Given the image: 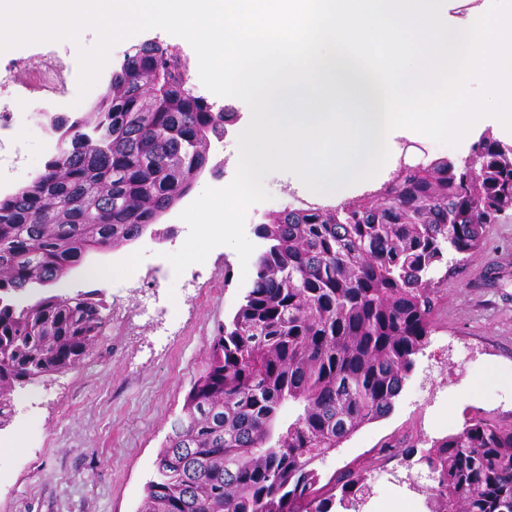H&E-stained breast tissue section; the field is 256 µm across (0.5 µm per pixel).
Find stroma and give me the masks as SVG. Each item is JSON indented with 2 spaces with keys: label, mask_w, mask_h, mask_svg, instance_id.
<instances>
[{
  "label": "stroma",
  "mask_w": 512,
  "mask_h": 512,
  "mask_svg": "<svg viewBox=\"0 0 512 512\" xmlns=\"http://www.w3.org/2000/svg\"><path fill=\"white\" fill-rule=\"evenodd\" d=\"M13 97L16 107L32 115L4 132L24 150L25 184L50 156L46 114L52 106L39 80L22 68L15 72ZM218 103L238 116L224 140V169L204 170L161 224L179 223L183 207L205 188L225 187L236 174L238 137L250 109L235 97ZM264 185L271 198L248 208L245 233L268 213L296 204L287 174H270ZM141 254L143 267L161 283L151 315L131 325L116 317V308H133L141 294L124 285L121 252L97 255L92 263L106 269L110 283L103 291L110 315L102 336L75 368L15 389L10 417L0 425V433L16 444L14 456L0 459L14 469L11 488L0 491V512H138L157 454L208 361L217 328L246 288L240 278L224 280L225 265L241 267L229 246L209 253L210 279L198 289L185 288L159 252ZM437 276L434 330L394 410L317 465L326 478L346 466L367 470L371 496L363 512H416L409 485L418 481L420 465L400 456L380 461L382 445L423 450L473 416L512 426V388L495 381L512 373V217L491 225L475 254L449 263Z\"/></svg>",
  "instance_id": "35a3bbf8"
}]
</instances>
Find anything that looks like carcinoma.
Segmentation results:
<instances>
[{
	"label": "carcinoma",
	"instance_id": "cac0c4a2",
	"mask_svg": "<svg viewBox=\"0 0 512 512\" xmlns=\"http://www.w3.org/2000/svg\"><path fill=\"white\" fill-rule=\"evenodd\" d=\"M188 61L157 40L128 51L90 111L49 118L42 171L0 195V420L16 387L80 363L107 322L95 289L53 285L91 252L151 229L203 172L234 113L185 88ZM512 212V144L483 132L467 156L395 170L336 206L286 208L262 241L242 302L158 453L138 512H361L368 477L327 481L317 462L387 417L432 333L435 274L480 249ZM296 408L276 426L284 403ZM425 512H512V427L474 417L420 452Z\"/></svg>",
	"mask_w": 512,
	"mask_h": 512
}]
</instances>
